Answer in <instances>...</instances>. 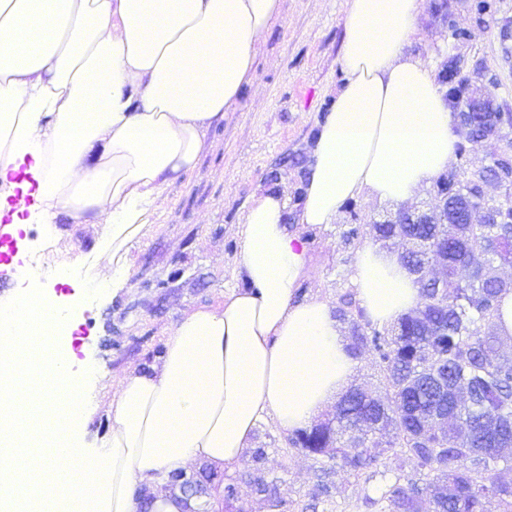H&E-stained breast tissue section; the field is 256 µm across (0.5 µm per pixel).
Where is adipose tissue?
I'll use <instances>...</instances> for the list:
<instances>
[{
    "label": "adipose tissue",
    "mask_w": 512,
    "mask_h": 512,
    "mask_svg": "<svg viewBox=\"0 0 512 512\" xmlns=\"http://www.w3.org/2000/svg\"><path fill=\"white\" fill-rule=\"evenodd\" d=\"M421 0H347L345 74L311 149L296 221L335 223L363 193L412 202L456 150L450 112L427 66L407 52ZM282 0H0V209L15 188L26 223L101 227L94 289L127 279L133 242L171 183L198 167L208 131L254 83ZM26 182L16 183V172ZM287 200L255 196L237 235L239 287L185 312L158 364L112 386L109 435L81 433L85 376L70 325L30 289L0 303V512H198L205 499L161 489L170 472L230 474L261 421L285 431L319 417L358 361L327 299L297 301L310 258ZM367 318L387 327L420 301L399 254L365 246L353 276ZM153 487L150 502L138 495Z\"/></svg>",
    "instance_id": "ef3b65f1"
}]
</instances>
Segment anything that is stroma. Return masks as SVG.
Wrapping results in <instances>:
<instances>
[{
    "instance_id": "obj_1",
    "label": "stroma",
    "mask_w": 512,
    "mask_h": 512,
    "mask_svg": "<svg viewBox=\"0 0 512 512\" xmlns=\"http://www.w3.org/2000/svg\"><path fill=\"white\" fill-rule=\"evenodd\" d=\"M422 0L418 34L408 50L441 80L445 65L461 79L491 96L500 112L512 114V0ZM346 0H283V12L269 29L255 64L260 97L245 94L207 134L206 147L192 176L169 185L155 224L147 226L129 254L128 279L117 292L96 295L82 288L94 273L89 261L95 228L69 226L56 246L35 224L19 255L0 261V280L10 290L31 287L55 294L61 305L80 301L74 341L76 362L95 372L86 381L89 446L111 428L102 387L126 369L152 364L170 327L184 311L221 302L236 287L238 224L253 195L261 190L288 196L290 215L303 205V185L316 125L328 114L344 79L339 62ZM396 205L370 202L366 195L348 200L335 223L298 225L307 239L312 272L302 281L300 298L316 294L339 304L354 293L359 251L373 244L375 222L396 212ZM358 238L347 239L351 225ZM72 268V286L52 284L55 268ZM288 432L272 422L257 428L255 447L266 452L263 469L275 491L258 493L251 461L230 480L237 500L220 512H394L389 503L366 506L384 483L407 482L413 464L390 454L375 474L353 475L340 462L293 447ZM330 491L315 492L318 479Z\"/></svg>"
}]
</instances>
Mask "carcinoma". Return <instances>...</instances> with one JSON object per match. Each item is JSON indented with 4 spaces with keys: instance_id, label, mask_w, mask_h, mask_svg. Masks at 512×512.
<instances>
[{
    "instance_id": "cac0c4a2",
    "label": "carcinoma",
    "mask_w": 512,
    "mask_h": 512,
    "mask_svg": "<svg viewBox=\"0 0 512 512\" xmlns=\"http://www.w3.org/2000/svg\"><path fill=\"white\" fill-rule=\"evenodd\" d=\"M479 124L491 134L501 131L503 115L484 112ZM465 180L448 171V194H468L475 223L463 224L459 233L442 235L433 224H377L375 238L387 245L407 240L400 252L408 270L411 257L448 261L445 288H421L420 304L396 325L379 330L355 319L349 308L351 297L341 300L336 317L348 324L353 350L367 349L378 359L387 387L381 401L361 388L348 391L336 404L332 419L312 426L321 431L324 445L308 444L310 431L291 439V444L338 460L353 472L373 469L390 452L399 450L413 462L421 483L409 480L380 489L379 500H387L396 512H424L425 501L432 512H484L486 500L494 498L503 512H512V462L501 450L512 448V354L502 350L490 329L499 317L504 293L512 290V279L500 275L512 266V141L496 163ZM499 190V223H480L487 185ZM426 320L444 332L421 335ZM435 368L448 370V380L472 385L475 399L469 407L453 398H437L425 374ZM448 414L452 424L444 432L429 419L433 406ZM384 420V430L393 435L360 437L358 423Z\"/></svg>"
}]
</instances>
